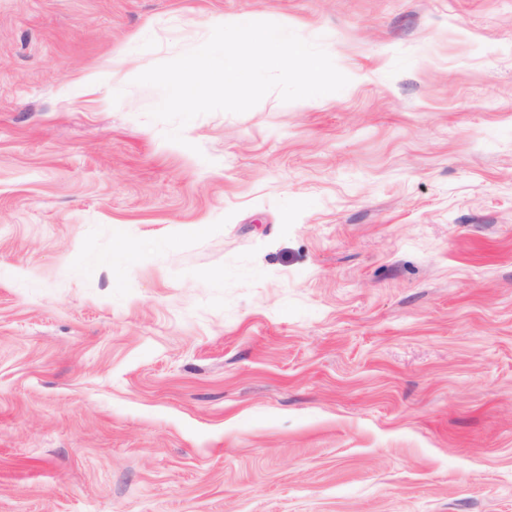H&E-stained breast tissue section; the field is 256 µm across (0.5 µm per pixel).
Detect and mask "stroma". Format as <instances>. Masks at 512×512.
Instances as JSON below:
<instances>
[{
  "mask_svg": "<svg viewBox=\"0 0 512 512\" xmlns=\"http://www.w3.org/2000/svg\"><path fill=\"white\" fill-rule=\"evenodd\" d=\"M244 13L349 84L166 140ZM0 512H512V0H0Z\"/></svg>",
  "mask_w": 512,
  "mask_h": 512,
  "instance_id": "stroma-1",
  "label": "stroma"
}]
</instances>
